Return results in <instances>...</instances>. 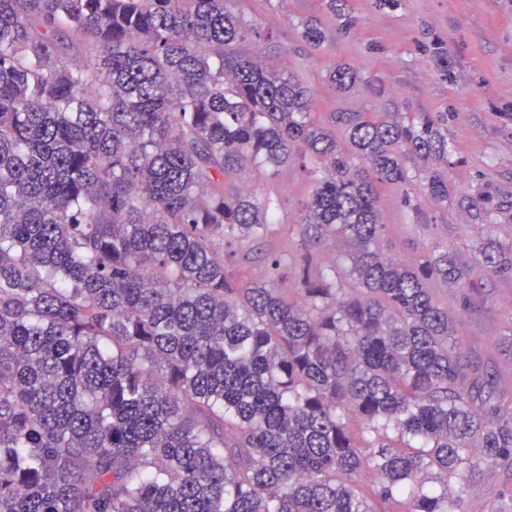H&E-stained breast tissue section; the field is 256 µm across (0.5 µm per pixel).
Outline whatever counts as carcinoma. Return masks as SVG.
<instances>
[{
	"label": "carcinoma",
	"mask_w": 512,
	"mask_h": 512,
	"mask_svg": "<svg viewBox=\"0 0 512 512\" xmlns=\"http://www.w3.org/2000/svg\"><path fill=\"white\" fill-rule=\"evenodd\" d=\"M230 3L0 0V512H461L469 449L512 465V415L470 398L429 287L464 270L386 256L378 208L384 185L411 200L408 155L448 201V113L335 112L341 152L310 91L241 50L261 34ZM295 154L300 243L244 283L228 261L278 219L242 174ZM328 246L347 266L318 267ZM479 256L512 273V242ZM367 468L382 508L357 490Z\"/></svg>",
	"instance_id": "carcinoma-1"
}]
</instances>
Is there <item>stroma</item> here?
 <instances>
[{"instance_id":"obj_1","label":"stroma","mask_w":512,"mask_h":512,"mask_svg":"<svg viewBox=\"0 0 512 512\" xmlns=\"http://www.w3.org/2000/svg\"><path fill=\"white\" fill-rule=\"evenodd\" d=\"M355 26L323 0H238L237 10L270 32L259 50L268 65L290 69L313 95V118L330 124L336 112H400L448 115L451 165L448 201L401 190L380 189L388 226L383 250L419 263L433 251L452 253L466 269V285L435 288L434 297L456 321L458 342L469 366L484 377L475 393L491 413H512V273L498 275L477 262L490 239L512 241V0H397L377 8L374 0H350ZM316 20L326 32L320 49L300 38L301 24ZM448 52L440 71L431 50ZM356 67L362 77L346 92L327 82L336 64ZM259 199H271L285 230L238 250L233 274L255 282L262 254L295 248L299 209L311 184L296 162L277 176H255ZM463 512H512V468L480 466Z\"/></svg>"}]
</instances>
